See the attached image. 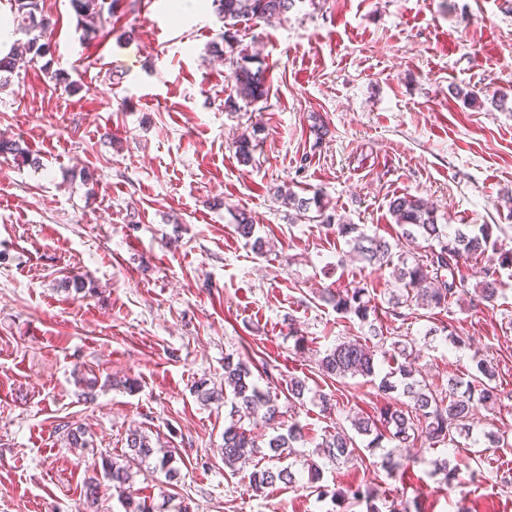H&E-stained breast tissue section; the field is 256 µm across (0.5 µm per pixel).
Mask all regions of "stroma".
Segmentation results:
<instances>
[{
    "mask_svg": "<svg viewBox=\"0 0 512 512\" xmlns=\"http://www.w3.org/2000/svg\"><path fill=\"white\" fill-rule=\"evenodd\" d=\"M42 6L56 23L51 66L79 88L38 65L0 87V137L21 139L34 158L0 155V512H125L94 455L121 453L133 429L171 449L180 469L172 485L159 471L135 474L155 503L365 512L282 484L255 491L253 464L224 466L223 404L195 391L202 380L223 386L229 355L303 379L305 395L283 419L309 429L296 457L304 463L325 432L388 400L376 383H333L316 365L338 338L361 333L323 290L362 282L375 289L383 332L421 342L442 322L464 337L461 347L441 333L421 343L424 376L466 377L479 352L496 364L504 398L478 410L456 455L401 449L406 484L365 449L348 465L323 464V485H379L387 501L417 497L427 512H512V484L496 464L512 451L470 452L512 425V0H295L281 18L242 19L230 49L217 0H120L93 38L70 0ZM242 61L265 71L260 100L234 95ZM243 136L248 164L235 148ZM289 191L392 242L401 229L389 202L404 194L432 201L438 223L491 225L488 257H509L499 310L467 294L449 312L399 322L384 296L388 270L348 257L343 239L284 203ZM241 212L274 250L251 249L236 229ZM76 276L83 292L66 291ZM93 377L87 402L82 381ZM321 393L335 401L330 413ZM63 423L82 427L88 448L69 447ZM447 456L458 467L450 488L433 473ZM91 478L100 482L92 507Z\"/></svg>",
    "mask_w": 512,
    "mask_h": 512,
    "instance_id": "35a3bbf8",
    "label": "stroma"
}]
</instances>
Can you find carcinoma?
Wrapping results in <instances>:
<instances>
[{
    "label": "carcinoma",
    "mask_w": 512,
    "mask_h": 512,
    "mask_svg": "<svg viewBox=\"0 0 512 512\" xmlns=\"http://www.w3.org/2000/svg\"><path fill=\"white\" fill-rule=\"evenodd\" d=\"M114 2L116 0H71L76 14L80 16L84 34L96 31V24L102 21L104 12H112ZM220 2L226 26L224 42L229 44L234 40L232 21L243 16L260 21L279 17L288 12L294 0ZM12 7L17 30L26 36V40L17 42L12 52L0 57V74H12L53 54L52 22L43 13L40 0H13ZM232 79L236 94L242 99L252 101L267 92L260 69L253 71L239 65ZM0 154H10L24 163L30 160L29 152L15 141L1 139ZM389 208L402 228L401 237L410 243L422 238L428 243L427 250L419 255L400 252L398 244H392L383 237L369 236L357 224H334L332 214L323 216L321 223L326 229L336 232V236L344 239L368 263L392 269L393 289L389 304L394 315L405 316L401 312L403 308L412 312L418 309L448 311L453 301L468 293L469 278L464 264L470 258L485 255L492 235L491 225L482 224L469 233L457 230L450 234L448 225L437 223L433 203L412 195L394 197ZM237 230L241 237L252 241L255 251L266 252L268 242L254 237V225L246 217L237 220ZM498 284L499 269L490 264L484 270V280L478 289L480 300L495 305L499 298ZM327 301L334 304L336 310L356 317L360 328H368V335L336 339V344L326 349L323 357L318 359V371L325 378L339 383L358 376L374 378L375 358L379 354L391 362L392 367L380 378L378 388L385 393H395L397 397L379 408L376 415L352 420L354 433L339 426L335 432L323 435L321 442L315 445L317 457L339 465L358 456L360 447L356 437L368 438V449L380 448L387 440L393 443V449L383 454L375 467L402 482L406 469L395 461L394 449L406 448L418 441L430 448L454 446L457 437L470 434V421L478 407L491 409L500 399L498 385L495 384L496 369L486 357L476 361V373L470 376L463 390L456 383L449 382L441 387L421 376L415 367L416 360L409 352L415 347L414 339L401 335L385 336L370 320L375 315L376 306L371 304L368 287L362 285L330 292ZM196 393L206 403L222 400L228 407L222 448L225 467L234 472L237 465L259 455L273 465L250 474L255 490L281 483L306 488L320 498L328 495L326 486L321 484L322 469L317 461L308 460V478L305 481L294 470L293 463H285L294 454L296 444L305 442V426L296 420L288 424L281 421L278 393L269 388L264 390L253 381L249 362L226 356L224 389L209 388L203 380L196 385ZM258 425L275 432L266 442L264 451L253 432ZM59 430L65 434L71 447H87L82 429L66 423L59 425ZM126 446L127 451L119 457L107 453L100 455L104 477L124 496L126 512H155L149 498L140 497L133 490V469L152 463L154 469L165 473L166 478L177 480L179 470L173 465L172 452L153 447L148 437L137 430L127 434ZM433 465V474L443 475L444 483L453 485L457 466L447 458L437 459ZM337 497L365 504L366 512H381L376 505L379 490L375 486H358L338 493Z\"/></svg>",
    "instance_id": "carcinoma-1"
}]
</instances>
